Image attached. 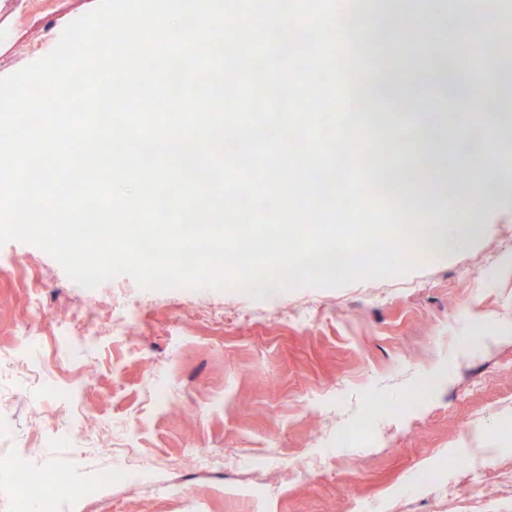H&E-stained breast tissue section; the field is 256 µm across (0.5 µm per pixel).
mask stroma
<instances>
[{"label":"stroma","mask_w":512,"mask_h":512,"mask_svg":"<svg viewBox=\"0 0 512 512\" xmlns=\"http://www.w3.org/2000/svg\"><path fill=\"white\" fill-rule=\"evenodd\" d=\"M98 0H0V78L47 56ZM430 113L371 133L406 159ZM512 185L480 231L404 276L302 287L145 290L128 274L88 289L41 248L0 245V418L34 475L147 469L90 512H512ZM83 371L44 356L81 340ZM131 321H123V314ZM81 377L84 436L61 382ZM370 439L353 434L358 419ZM203 455L223 465L200 467ZM435 479L418 485L416 471Z\"/></svg>","instance_id":"stroma-1"}]
</instances>
